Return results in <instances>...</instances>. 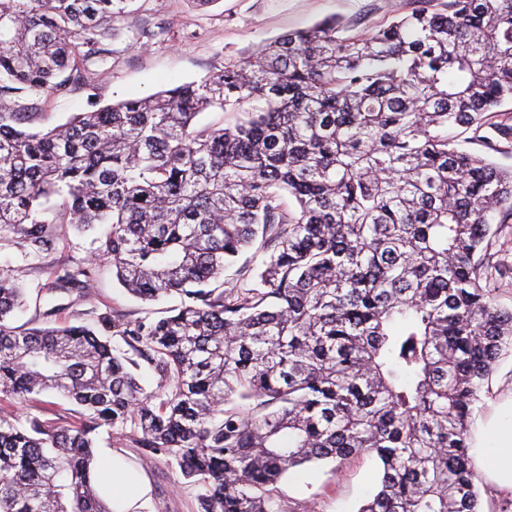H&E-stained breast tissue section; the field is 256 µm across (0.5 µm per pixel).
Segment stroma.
I'll return each mask as SVG.
<instances>
[{
	"label": "stroma",
	"instance_id": "1",
	"mask_svg": "<svg viewBox=\"0 0 512 512\" xmlns=\"http://www.w3.org/2000/svg\"><path fill=\"white\" fill-rule=\"evenodd\" d=\"M407 0H218L208 8L194 0H136L133 10L119 23L121 35L112 43L110 58L98 68L93 90L84 81L70 83L50 95L23 94L21 103L38 112L37 127L46 128L70 113L88 108L87 97L96 94L101 104L141 98L174 85L200 79L238 60L287 32L333 17L348 29L370 31L404 9ZM90 240L67 231L56 249L39 259L24 255L17 245L0 242V269L41 292L40 302L15 313L14 325L42 321L55 310L56 321H76L89 311L117 310L130 320H151L161 303H144L129 295L102 273L85 294L43 293L53 271L88 259ZM512 397V354L504 356L485 381L481 403L472 417L479 424L494 418L503 401ZM98 450H120L143 463L150 481L151 512H197L196 487L184 483L164 457L142 460L139 449L119 441L116 434H100ZM375 470L368 457L348 461L342 474L330 467L288 477L274 496L281 512H356L372 488Z\"/></svg>",
	"mask_w": 512,
	"mask_h": 512
}]
</instances>
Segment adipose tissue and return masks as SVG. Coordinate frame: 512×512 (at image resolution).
I'll list each match as a JSON object with an SVG mask.
<instances>
[{"label":"adipose tissue","mask_w":512,"mask_h":512,"mask_svg":"<svg viewBox=\"0 0 512 512\" xmlns=\"http://www.w3.org/2000/svg\"><path fill=\"white\" fill-rule=\"evenodd\" d=\"M493 436L497 447L479 465L486 482L512 491V399L500 407V415L480 429ZM102 494L112 501V512H144L149 487L142 468L124 454L112 455V469L102 482Z\"/></svg>","instance_id":"adipose-tissue-1"}]
</instances>
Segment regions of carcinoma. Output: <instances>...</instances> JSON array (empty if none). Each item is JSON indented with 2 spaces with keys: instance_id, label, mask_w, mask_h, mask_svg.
Masks as SVG:
<instances>
[{
  "instance_id": "obj_1",
  "label": "carcinoma",
  "mask_w": 512,
  "mask_h": 512,
  "mask_svg": "<svg viewBox=\"0 0 512 512\" xmlns=\"http://www.w3.org/2000/svg\"><path fill=\"white\" fill-rule=\"evenodd\" d=\"M132 2L0 0V240L39 258L68 225L130 295L180 298L152 322L20 329L26 289L0 273V394L74 406L65 426L0 415V512H112L92 480L102 427L169 458L200 512H277L284 478L358 455L379 469L358 512H482L469 426L512 349L490 288L512 268L487 255L512 169L448 129L512 145V0H410L351 34L326 18L30 130L17 98L104 62ZM215 107L234 121L198 127Z\"/></svg>"
}]
</instances>
